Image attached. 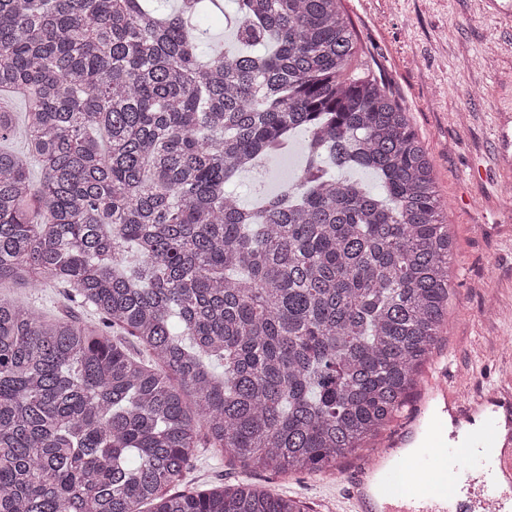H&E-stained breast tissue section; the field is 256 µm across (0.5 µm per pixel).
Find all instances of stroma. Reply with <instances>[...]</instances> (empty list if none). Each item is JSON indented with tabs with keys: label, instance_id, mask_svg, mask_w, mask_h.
Masks as SVG:
<instances>
[{
	"label": "stroma",
	"instance_id": "obj_1",
	"mask_svg": "<svg viewBox=\"0 0 512 512\" xmlns=\"http://www.w3.org/2000/svg\"><path fill=\"white\" fill-rule=\"evenodd\" d=\"M497 12L481 0H340L356 49L349 73L383 82L407 110L432 163L440 204L455 239L454 295L435 358L464 396L512 379V0ZM234 0L200 18L208 47L235 45ZM284 158L241 172L229 185L242 205L283 184ZM0 294L51 316L98 322L63 286L5 284ZM364 448L323 475L246 472L200 444L181 490L248 481L332 512Z\"/></svg>",
	"mask_w": 512,
	"mask_h": 512
}]
</instances>
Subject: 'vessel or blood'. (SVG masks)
<instances>
[{
    "label": "vessel or blood",
    "instance_id": "vessel-or-blood-1",
    "mask_svg": "<svg viewBox=\"0 0 512 512\" xmlns=\"http://www.w3.org/2000/svg\"><path fill=\"white\" fill-rule=\"evenodd\" d=\"M483 416L481 432L465 447L449 442L446 420ZM426 439L427 460L413 447ZM512 476V383L461 398L446 369L426 377L400 428L350 475L339 512H507L497 493Z\"/></svg>",
    "mask_w": 512,
    "mask_h": 512
}]
</instances>
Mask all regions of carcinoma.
<instances>
[{"label":"carcinoma","instance_id":"cac0c4a2","mask_svg":"<svg viewBox=\"0 0 512 512\" xmlns=\"http://www.w3.org/2000/svg\"><path fill=\"white\" fill-rule=\"evenodd\" d=\"M148 2L0 0V96L23 101L0 104V282L101 317L0 296V512H307L176 487L202 437L326 473L413 395L452 297L432 165L391 92L345 73L340 0H235L237 42L268 50L206 56L200 0ZM299 135L280 194H226ZM0 294L13 297L51 316H68L84 323H98L99 316L91 307L70 302L71 288L61 285L28 288L25 285L5 283Z\"/></svg>","mask_w":512,"mask_h":512}]
</instances>
